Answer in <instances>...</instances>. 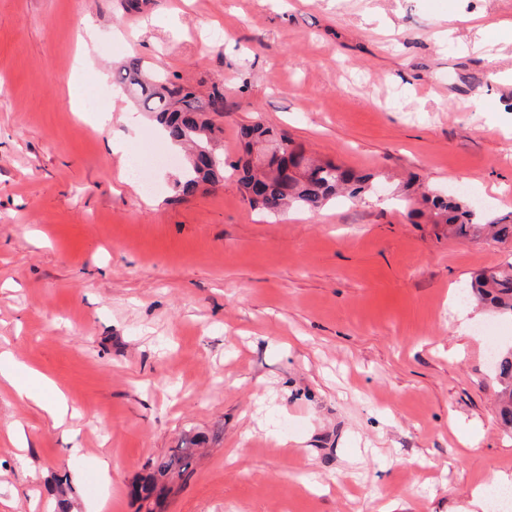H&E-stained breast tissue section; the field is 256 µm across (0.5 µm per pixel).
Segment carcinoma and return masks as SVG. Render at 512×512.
I'll use <instances>...</instances> for the list:
<instances>
[{"instance_id": "obj_1", "label": "carcinoma", "mask_w": 512, "mask_h": 512, "mask_svg": "<svg viewBox=\"0 0 512 512\" xmlns=\"http://www.w3.org/2000/svg\"><path fill=\"white\" fill-rule=\"evenodd\" d=\"M115 80L131 95L139 111L152 115L170 145L191 149L175 182L179 196L193 194L202 182L215 184L224 179V157L216 148L221 132L217 120L224 117V88L215 86L203 95L193 84L161 74L140 57L127 59L118 68ZM239 138L245 153L239 184L244 200L253 209L268 214L292 208L315 213L341 194L359 198L371 188L369 176L330 160L309 161V172L285 184L271 171L274 160L262 164L253 159V149L270 151L291 141L288 134L277 133L259 123L243 124ZM415 181L414 177L407 181L404 195L412 214L426 218L430 224L443 225L453 237L478 240L487 232L494 241L512 239V221L508 217L487 219L479 209L454 193L443 196L428 190L417 195L411 191ZM470 296L479 305L512 316V265L478 272L470 281ZM494 370L501 386L498 422L511 432V348L497 354ZM202 442L199 436L184 439L178 447L149 462L148 474L135 487L138 499L158 501L172 491V483H187L195 473L198 446Z\"/></svg>"}]
</instances>
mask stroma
<instances>
[{"instance_id":"35a3bbf8","label":"stroma","mask_w":512,"mask_h":512,"mask_svg":"<svg viewBox=\"0 0 512 512\" xmlns=\"http://www.w3.org/2000/svg\"><path fill=\"white\" fill-rule=\"evenodd\" d=\"M471 15L512 22V0H0V352L77 411L55 425L0 385V512H57L64 471L77 512H139L133 483L187 432L206 451L163 512H467L512 474L481 332L512 346V317L455 299L512 242L399 202L412 173L512 212V42ZM132 56L224 84L223 181L126 184V148L161 140L112 82ZM114 106L130 121L90 120ZM257 121L374 193L251 209L233 166Z\"/></svg>"}]
</instances>
